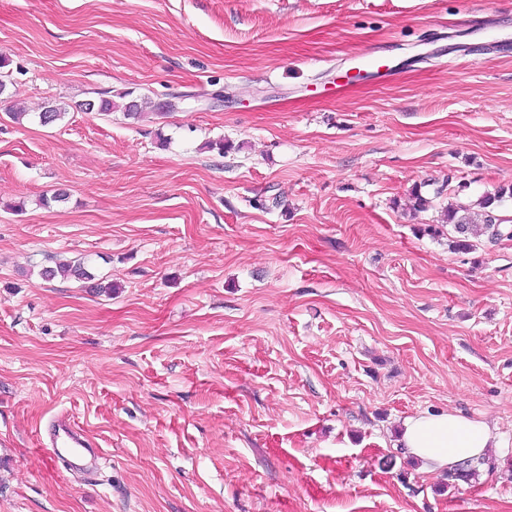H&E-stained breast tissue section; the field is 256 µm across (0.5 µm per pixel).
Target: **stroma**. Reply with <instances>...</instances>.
<instances>
[{"mask_svg":"<svg viewBox=\"0 0 512 512\" xmlns=\"http://www.w3.org/2000/svg\"><path fill=\"white\" fill-rule=\"evenodd\" d=\"M0 57V512H512V240L428 231L512 188V0H0ZM440 409L470 478L395 445ZM420 462L422 471L453 469L485 455L488 448L503 447V434L485 420L453 411H425L403 419L397 440ZM472 464H463L448 477H458ZM38 445L50 448L51 456L64 461L70 468L91 473H97L103 459L102 449L64 413L51 417L39 428Z\"/></svg>","mask_w":512,"mask_h":512,"instance_id":"1","label":"stroma"}]
</instances>
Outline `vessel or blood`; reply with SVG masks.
Listing matches in <instances>:
<instances>
[{"label":"vessel or blood","mask_w":512,"mask_h":512,"mask_svg":"<svg viewBox=\"0 0 512 512\" xmlns=\"http://www.w3.org/2000/svg\"><path fill=\"white\" fill-rule=\"evenodd\" d=\"M38 444L49 449L54 459L64 461L70 468L91 473L98 471L103 458L102 449L64 413L51 417L39 428Z\"/></svg>","instance_id":"vessel-or-blood-1"}]
</instances>
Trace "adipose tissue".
Here are the masks:
<instances>
[{
    "label": "adipose tissue",
    "instance_id": "ef3b65f1",
    "mask_svg": "<svg viewBox=\"0 0 512 512\" xmlns=\"http://www.w3.org/2000/svg\"><path fill=\"white\" fill-rule=\"evenodd\" d=\"M398 443L423 472L453 469L503 445V435L485 420L453 411H425L404 418Z\"/></svg>",
    "mask_w": 512,
    "mask_h": 512
}]
</instances>
